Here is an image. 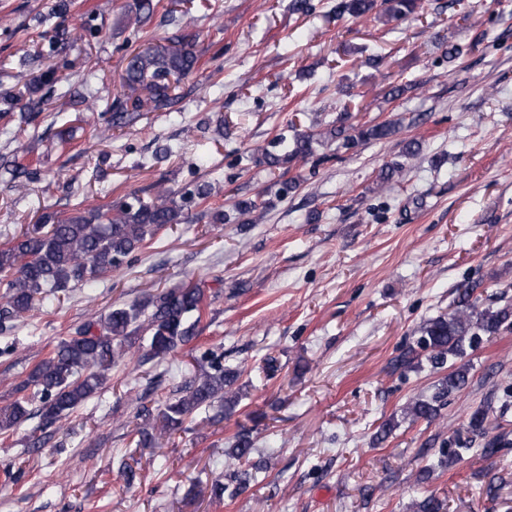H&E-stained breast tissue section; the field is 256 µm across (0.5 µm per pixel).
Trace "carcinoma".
Segmentation results:
<instances>
[{
	"instance_id": "obj_1",
	"label": "carcinoma",
	"mask_w": 512,
	"mask_h": 512,
	"mask_svg": "<svg viewBox=\"0 0 512 512\" xmlns=\"http://www.w3.org/2000/svg\"><path fill=\"white\" fill-rule=\"evenodd\" d=\"M385 14L398 19L415 13L418 0H384ZM156 8L153 0H137L134 16L129 18L133 34L139 35L143 17ZM376 8L375 0H337L336 15L365 17ZM198 56L192 43L183 36H173L168 43L133 53L122 76L125 93L110 107L106 126L99 136L116 128L138 122L144 113L162 110L175 102L177 83L194 72ZM395 126L378 122L345 126L343 118L314 137L296 133L280 136L262 149L261 161L280 168L311 155L314 144L323 140L337 142L349 149L359 143L389 138ZM187 198L159 184L127 194L105 210L78 211L66 218L55 213L42 214L7 244L0 247V330L35 310L58 293L92 283L102 276L131 264L137 253L162 229L186 221ZM204 304V291L193 287H173L131 304L112 309L99 320H91L75 335L61 340L50 356L39 361L28 379L19 386H32L39 396L40 416L47 425L67 419L106 381V373L124 361L132 347L131 338L147 333V345L141 359L163 360L195 338ZM512 327V305L484 306L474 298V287L459 292L452 309L424 322L417 330L416 345L395 359L394 366L409 369L415 360L425 357L431 369L443 371L430 395L410 401L403 409L404 418L414 423H428L440 416L448 398L469 383L467 364H456L467 351L503 328ZM201 361L207 367L188 386L176 391L159 410L158 424L138 430L137 445L155 448L164 437L183 429L187 420L205 408H217L216 416L227 418L236 412L242 394L236 387L241 371L222 364V356L205 351ZM491 404L475 409L469 418L472 438L459 439L453 447L437 449L438 464L449 468L467 455L490 457L512 445L509 434L488 437L486 423ZM31 410L25 400H16L0 409V431H7L29 419ZM480 447H473L476 439ZM225 454L234 460L229 475L236 489H244L258 480L266 469L254 460L252 429L240 427ZM447 503L434 493L422 496L414 512H446Z\"/></svg>"
}]
</instances>
